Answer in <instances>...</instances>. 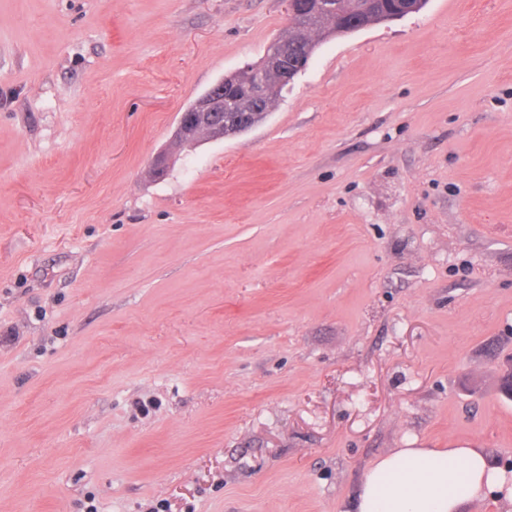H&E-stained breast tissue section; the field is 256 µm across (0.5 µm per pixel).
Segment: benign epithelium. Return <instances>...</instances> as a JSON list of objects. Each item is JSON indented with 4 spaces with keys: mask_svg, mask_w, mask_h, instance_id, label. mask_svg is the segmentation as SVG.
Segmentation results:
<instances>
[{
    "mask_svg": "<svg viewBox=\"0 0 512 512\" xmlns=\"http://www.w3.org/2000/svg\"><path fill=\"white\" fill-rule=\"evenodd\" d=\"M287 26L298 28L316 19L338 23L341 31H356L367 26L364 20H342L340 0H285ZM249 77L245 85L230 87L221 79L199 96L181 113L173 133L174 141L182 147H194L204 140H221L245 133L267 116L265 105L266 77L292 81L296 73L288 68V41L282 42L278 53H272L255 65L244 68Z\"/></svg>",
    "mask_w": 512,
    "mask_h": 512,
    "instance_id": "7a95c632",
    "label": "benign epithelium"
}]
</instances>
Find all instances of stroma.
Returning a JSON list of instances; mask_svg holds the SVG:
<instances>
[{
	"mask_svg": "<svg viewBox=\"0 0 512 512\" xmlns=\"http://www.w3.org/2000/svg\"><path fill=\"white\" fill-rule=\"evenodd\" d=\"M284 25L0 0V512H346L398 448L512 468V0L321 41L258 126L174 147Z\"/></svg>",
	"mask_w": 512,
	"mask_h": 512,
	"instance_id": "1",
	"label": "stroma"
}]
</instances>
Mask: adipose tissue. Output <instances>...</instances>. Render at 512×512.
I'll use <instances>...</instances> for the list:
<instances>
[{"instance_id": "adipose-tissue-1", "label": "adipose tissue", "mask_w": 512, "mask_h": 512, "mask_svg": "<svg viewBox=\"0 0 512 512\" xmlns=\"http://www.w3.org/2000/svg\"><path fill=\"white\" fill-rule=\"evenodd\" d=\"M494 497L512 505V472L482 448H399L365 468L349 512H465Z\"/></svg>"}]
</instances>
